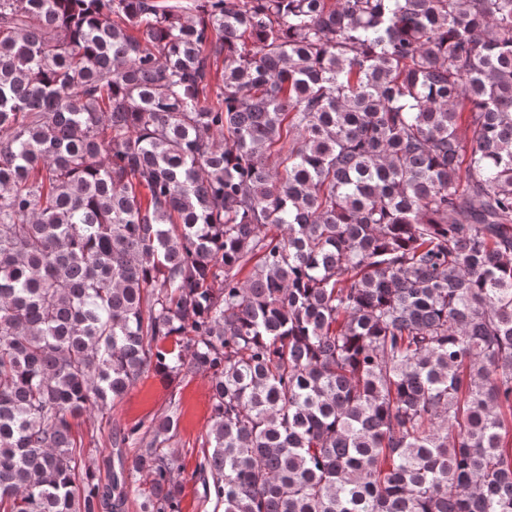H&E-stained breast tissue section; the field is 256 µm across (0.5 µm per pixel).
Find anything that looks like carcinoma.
<instances>
[{
	"label": "carcinoma",
	"instance_id": "obj_1",
	"mask_svg": "<svg viewBox=\"0 0 512 512\" xmlns=\"http://www.w3.org/2000/svg\"><path fill=\"white\" fill-rule=\"evenodd\" d=\"M150 368L224 512H512V0H0V512H181ZM173 391L179 398L180 420L169 448L183 465L179 475L184 482L182 512H223L213 495L204 502L202 488L189 479L202 459L203 448H207L203 441L209 426L211 402L208 380L202 375L167 380L150 369L103 418L99 413L84 417L81 425L84 468H89L102 485L109 483L112 470L117 467L116 448L112 445L114 433L136 423L147 425L168 409Z\"/></svg>",
	"mask_w": 512,
	"mask_h": 512
}]
</instances>
